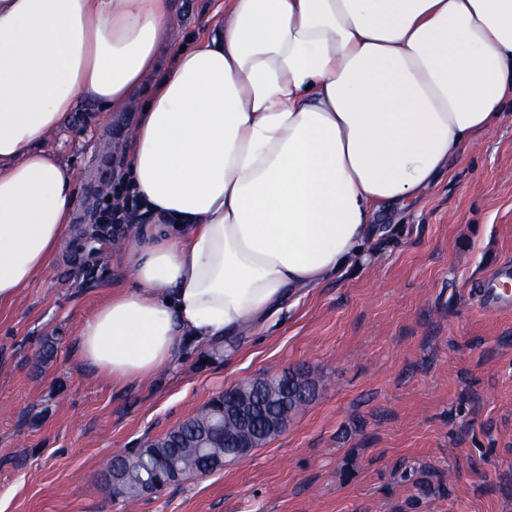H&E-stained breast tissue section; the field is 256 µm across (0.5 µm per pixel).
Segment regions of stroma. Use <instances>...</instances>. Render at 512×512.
<instances>
[{
	"mask_svg": "<svg viewBox=\"0 0 512 512\" xmlns=\"http://www.w3.org/2000/svg\"><path fill=\"white\" fill-rule=\"evenodd\" d=\"M224 2L170 0L162 66L215 35ZM139 109L82 105L43 142L77 172L80 222L0 308V512H512V311L480 310L474 294L512 263V103L413 205L380 211L336 276L232 345L182 340L172 366L117 386L80 360L78 334L132 284L135 239L95 224L103 198L85 175L111 181ZM299 367L314 399L249 457L132 508L104 485L115 453L246 379Z\"/></svg>",
	"mask_w": 512,
	"mask_h": 512,
	"instance_id": "obj_1",
	"label": "stroma"
}]
</instances>
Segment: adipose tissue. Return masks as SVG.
I'll list each match as a JSON object with an SVG mask.
<instances>
[{
	"instance_id": "ef3b65f1",
	"label": "adipose tissue",
	"mask_w": 512,
	"mask_h": 512,
	"mask_svg": "<svg viewBox=\"0 0 512 512\" xmlns=\"http://www.w3.org/2000/svg\"><path fill=\"white\" fill-rule=\"evenodd\" d=\"M170 0H0V305L67 239L73 168L41 146L82 104L156 88L126 150L131 286L79 354L125 383L262 326L359 254L512 100V0H228L158 65Z\"/></svg>"
}]
</instances>
